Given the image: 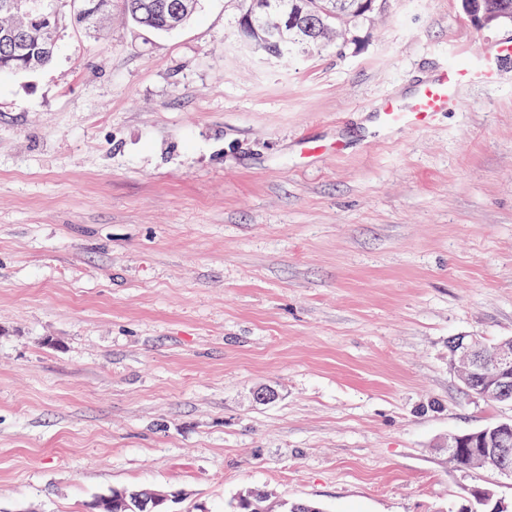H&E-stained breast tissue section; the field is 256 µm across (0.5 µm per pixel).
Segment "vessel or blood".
Segmentation results:
<instances>
[{
	"instance_id": "vessel-or-blood-1",
	"label": "vessel or blood",
	"mask_w": 512,
	"mask_h": 512,
	"mask_svg": "<svg viewBox=\"0 0 512 512\" xmlns=\"http://www.w3.org/2000/svg\"><path fill=\"white\" fill-rule=\"evenodd\" d=\"M512 57V34L481 45L472 64H444L420 81L413 96L405 101L387 100L378 104L372 115L376 133L384 138L429 126L444 112L458 108V90L466 84L486 83L499 61Z\"/></svg>"
}]
</instances>
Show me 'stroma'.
Wrapping results in <instances>:
<instances>
[{"label": "stroma", "mask_w": 512, "mask_h": 512, "mask_svg": "<svg viewBox=\"0 0 512 512\" xmlns=\"http://www.w3.org/2000/svg\"><path fill=\"white\" fill-rule=\"evenodd\" d=\"M243 0L179 30L113 8L0 75V512H458L512 479L448 460L512 419L450 341L512 337V61L432 128L369 112L506 34L461 0H388L316 52L240 45ZM343 137L344 157L302 138ZM275 397L259 401L257 391ZM142 492L139 490L130 491H113L109 495H101L93 503L92 511L94 512H151L147 510L149 502H158L167 498V495H159L162 498L151 496L139 501L138 507L133 496L134 493ZM115 496V499H114Z\"/></svg>", "instance_id": "1"}]
</instances>
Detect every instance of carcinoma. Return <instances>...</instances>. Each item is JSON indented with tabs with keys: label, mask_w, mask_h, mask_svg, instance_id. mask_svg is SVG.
Segmentation results:
<instances>
[{
	"label": "carcinoma",
	"mask_w": 512,
	"mask_h": 512,
	"mask_svg": "<svg viewBox=\"0 0 512 512\" xmlns=\"http://www.w3.org/2000/svg\"><path fill=\"white\" fill-rule=\"evenodd\" d=\"M0 0V73L28 72L48 65L52 56L42 53L35 42L41 34L23 25V11L4 8ZM74 24L82 28L94 26V17L83 12L84 0H68ZM198 0H121L122 9L132 24L158 33L169 32L172 14L186 23L192 16ZM250 0L251 10L245 12L256 30L277 20L286 11L292 23L288 26V54L304 56L319 48L333 29L349 27L371 17L373 0ZM481 13L492 18L494 24H512V0H480ZM479 446V437L469 439L467 449L452 457L461 468L498 471L497 462L488 458L476 465L470 449ZM92 512H140L134 491H114L101 495L93 503Z\"/></svg>",
	"instance_id": "carcinoma-1"
}]
</instances>
